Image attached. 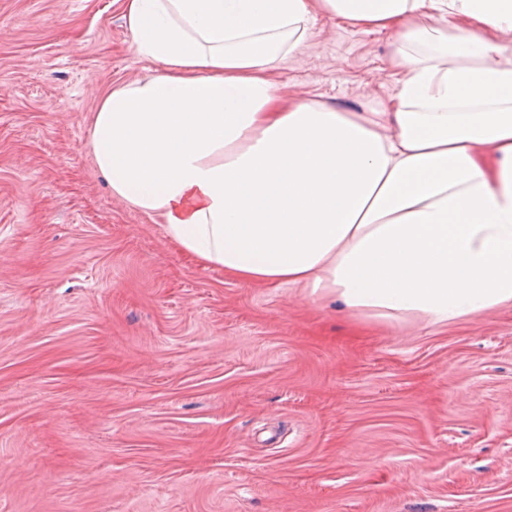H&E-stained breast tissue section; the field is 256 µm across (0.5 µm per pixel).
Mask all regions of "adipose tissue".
I'll return each instance as SVG.
<instances>
[{
  "label": "adipose tissue",
  "mask_w": 512,
  "mask_h": 512,
  "mask_svg": "<svg viewBox=\"0 0 512 512\" xmlns=\"http://www.w3.org/2000/svg\"><path fill=\"white\" fill-rule=\"evenodd\" d=\"M159 72L93 118L113 196L199 264L383 321L512 306V0H122ZM390 33L396 92L284 102L317 17Z\"/></svg>",
  "instance_id": "obj_1"
}]
</instances>
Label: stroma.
Returning a JSON list of instances; mask_svg holds the SVG:
<instances>
[{"label": "stroma", "mask_w": 512, "mask_h": 512, "mask_svg": "<svg viewBox=\"0 0 512 512\" xmlns=\"http://www.w3.org/2000/svg\"><path fill=\"white\" fill-rule=\"evenodd\" d=\"M130 42L120 0H0V512H512V308L385 322L193 262L94 164ZM393 52L321 17L272 78L360 109Z\"/></svg>", "instance_id": "stroma-1"}]
</instances>
